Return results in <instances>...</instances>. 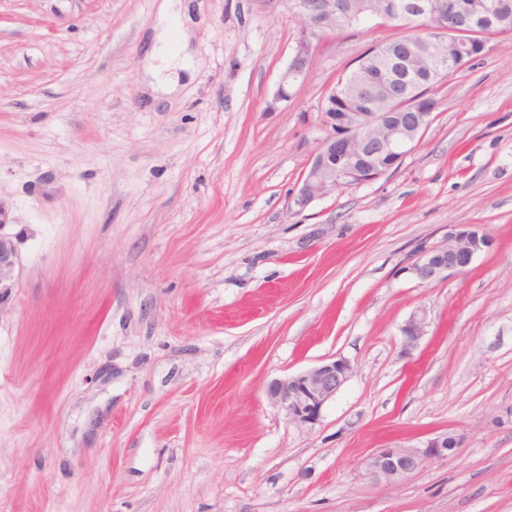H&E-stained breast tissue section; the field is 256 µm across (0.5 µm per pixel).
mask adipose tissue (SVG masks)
Listing matches in <instances>:
<instances>
[{
  "label": "adipose tissue",
  "instance_id": "1",
  "mask_svg": "<svg viewBox=\"0 0 512 512\" xmlns=\"http://www.w3.org/2000/svg\"><path fill=\"white\" fill-rule=\"evenodd\" d=\"M182 10L180 0H161L159 5L160 32L155 36L151 53L148 58L146 73L151 78L150 85L153 90L169 94L177 85L175 75L177 71L191 72L192 65L188 57L172 54L166 46L165 27L170 21L179 19Z\"/></svg>",
  "mask_w": 512,
  "mask_h": 512
}]
</instances>
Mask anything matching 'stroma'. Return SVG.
I'll list each match as a JSON object with an SVG mask.
<instances>
[{
    "instance_id": "1",
    "label": "stroma",
    "mask_w": 512,
    "mask_h": 512,
    "mask_svg": "<svg viewBox=\"0 0 512 512\" xmlns=\"http://www.w3.org/2000/svg\"><path fill=\"white\" fill-rule=\"evenodd\" d=\"M159 2L0 0V512H512V34L436 87L395 170L300 210L326 92L400 29L314 40L281 100L287 0H186L195 72L158 100ZM454 224L489 248L420 281ZM333 357L348 380L292 424L268 384ZM448 431L452 457L366 476ZM15 245L11 237L0 233V301L13 288ZM426 315L424 312H415L405 321L401 327L403 346L405 350L414 347L421 336L424 335ZM463 444V437L448 432L429 438L419 445L378 448L363 462L366 475L376 482H401L433 459L447 458Z\"/></svg>"
}]
</instances>
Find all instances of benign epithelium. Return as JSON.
I'll return each instance as SVG.
<instances>
[{"label":"benign epithelium","mask_w":512,"mask_h":512,"mask_svg":"<svg viewBox=\"0 0 512 512\" xmlns=\"http://www.w3.org/2000/svg\"><path fill=\"white\" fill-rule=\"evenodd\" d=\"M378 0H362L360 9L351 11L347 0H289L290 8L303 21V36L293 58L281 74L277 98L286 87L305 75L313 50L312 38L334 31L336 22L367 18L384 24L417 20L423 23L427 48V70L435 80L461 67L464 61L482 55L486 44L458 41L450 35L461 30L473 35L496 20L494 11L474 12L467 6L440 0H404L386 10ZM448 42V57L432 52L440 41ZM417 41L392 40L378 51L370 68L381 82L380 91L399 92L409 104L407 112H326L329 134L312 153L293 198L294 206L303 209L313 201L351 185L377 180L399 166L404 156L419 142L430 125L436 105L415 88L413 77H400L392 71L401 58L418 53ZM489 247V238L470 224H457L448 232L447 243L426 252L412 271L422 281L445 279L463 271L474 256ZM15 245L11 237L0 234V300L13 288ZM426 315L415 312L401 327L404 349L414 347L424 335ZM351 365L344 358L326 359L295 375L272 380L268 398L278 405L289 422L302 427L316 425L325 406L347 381ZM463 444V437L448 432L429 438L418 445L378 448L364 460L366 475L376 482H401L420 470L425 463L447 458Z\"/></svg>","instance_id":"benign-epithelium-1"}]
</instances>
